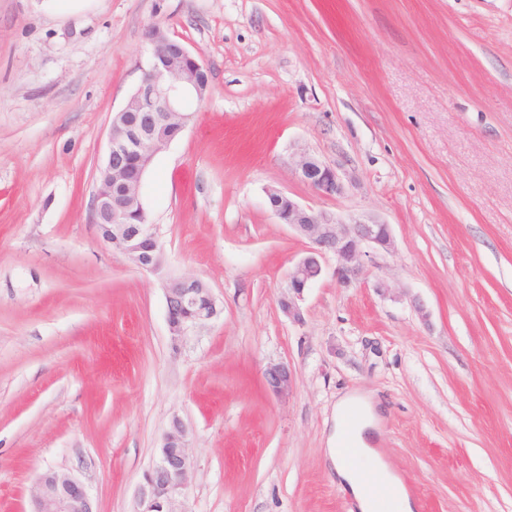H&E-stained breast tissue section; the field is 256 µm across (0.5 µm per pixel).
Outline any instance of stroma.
I'll return each mask as SVG.
<instances>
[{
  "mask_svg": "<svg viewBox=\"0 0 512 512\" xmlns=\"http://www.w3.org/2000/svg\"><path fill=\"white\" fill-rule=\"evenodd\" d=\"M154 25L209 77L144 178L159 275L91 222ZM301 150L343 195L296 176ZM271 187L392 230L349 285L325 258L299 323L279 298L309 243ZM187 274L221 311L176 342L162 279ZM346 393L376 401L415 512H512V0H0V512L49 469L134 512L175 416L180 512H346L326 455ZM268 389L278 397H286L294 386V372L286 363H271L264 370Z\"/></svg>",
  "mask_w": 512,
  "mask_h": 512,
  "instance_id": "stroma-1",
  "label": "stroma"
}]
</instances>
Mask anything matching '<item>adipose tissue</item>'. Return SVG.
Masks as SVG:
<instances>
[{
  "instance_id": "1",
  "label": "adipose tissue",
  "mask_w": 512,
  "mask_h": 512,
  "mask_svg": "<svg viewBox=\"0 0 512 512\" xmlns=\"http://www.w3.org/2000/svg\"><path fill=\"white\" fill-rule=\"evenodd\" d=\"M354 409L360 412L361 420L351 428L348 427L346 418ZM377 422L374 405L368 397L349 395L337 403L336 431L328 442V455L336 475L347 486L359 512H376L365 476L367 466L375 465L384 481L393 489L387 504L388 512H414L415 505L401 480L371 446L369 433L376 429Z\"/></svg>"
}]
</instances>
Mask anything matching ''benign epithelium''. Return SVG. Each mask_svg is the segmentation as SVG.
Returning a JSON list of instances; mask_svg holds the SVG:
<instances>
[{"instance_id": "obj_1", "label": "benign epithelium", "mask_w": 512, "mask_h": 512, "mask_svg": "<svg viewBox=\"0 0 512 512\" xmlns=\"http://www.w3.org/2000/svg\"><path fill=\"white\" fill-rule=\"evenodd\" d=\"M149 58L143 76L121 109L114 113L108 150L92 199V224L99 240L138 268L159 274L165 264L156 227L147 222L142 199L144 175L154 157L168 148L190 120V108L202 102L208 74L199 59L179 40L154 26L149 30ZM295 172L319 195L344 194L337 171L306 151L296 154ZM268 203L280 223L310 247L288 273L279 308L288 319L302 321L304 291L322 274L321 260H335L334 273L349 284L363 272L366 249L393 246L390 225L371 215L342 218L314 210L277 189L267 190ZM166 313L173 339L212 319L218 304L210 286L194 276L164 281ZM268 389L286 397L294 372L286 363L264 370ZM191 477L190 438L178 416L171 419L159 448V460L143 478L135 512H177L178 497ZM31 512H97L85 483L69 472L49 470L31 488Z\"/></svg>"}]
</instances>
